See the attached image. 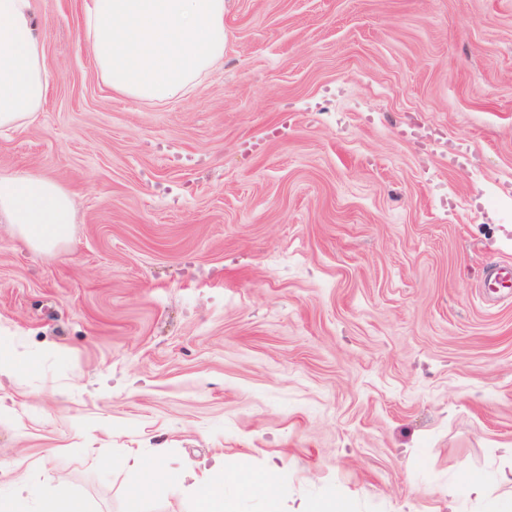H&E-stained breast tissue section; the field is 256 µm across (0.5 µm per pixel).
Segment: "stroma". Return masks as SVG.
Returning <instances> with one entry per match:
<instances>
[{
  "label": "stroma",
  "mask_w": 512,
  "mask_h": 512,
  "mask_svg": "<svg viewBox=\"0 0 512 512\" xmlns=\"http://www.w3.org/2000/svg\"><path fill=\"white\" fill-rule=\"evenodd\" d=\"M47 94L0 166L74 197L0 223V491L124 512L158 449L280 468L284 500L448 512L512 469V0H224L181 99L102 80L82 0H39ZM73 220V199L58 181L0 168V222L9 224L20 245L51 251L69 240ZM10 339V336H0V375L16 377L28 367V362L23 354L8 348Z\"/></svg>",
  "instance_id": "1"
}]
</instances>
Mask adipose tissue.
Segmentation results:
<instances>
[{"mask_svg":"<svg viewBox=\"0 0 512 512\" xmlns=\"http://www.w3.org/2000/svg\"><path fill=\"white\" fill-rule=\"evenodd\" d=\"M37 8L38 0H0V127L32 118L45 98L46 56L32 23ZM83 24L105 83L147 103L184 95L224 60V0H83ZM0 220L20 245L48 252L70 238L73 199L47 175L0 168ZM142 470L125 512H143L147 493L176 487L193 490L197 512H239L241 501L255 495L267 512H314L304 500L283 505L274 462L254 473L219 463L200 468L172 457L165 466L146 463ZM500 482L503 491L492 494L488 478L471 471L447 494L453 500L462 492L489 502L491 512H512V478L504 475Z\"/></svg>","mask_w":512,"mask_h":512,"instance_id":"1","label":"adipose tissue"}]
</instances>
